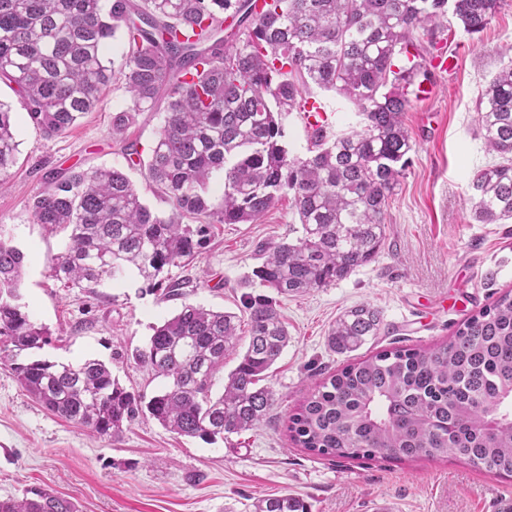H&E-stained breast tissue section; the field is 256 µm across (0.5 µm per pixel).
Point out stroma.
<instances>
[{
  "instance_id": "1",
  "label": "stroma",
  "mask_w": 512,
  "mask_h": 512,
  "mask_svg": "<svg viewBox=\"0 0 512 512\" xmlns=\"http://www.w3.org/2000/svg\"><path fill=\"white\" fill-rule=\"evenodd\" d=\"M456 55L453 73L435 72L433 94L415 101L404 122L413 146L410 165L385 215L387 236L369 265L347 279L280 299L291 340L264 384L274 407L260 427L210 444L176 436L150 414L117 438L92 435L44 408L0 365V497L44 488L75 502L80 512H251L254 498L291 494L311 512H502L512 502V478L448 461L396 462L380 457L316 456L293 444L287 425L312 389L347 363L326 344L345 309L366 304L383 319L380 336L361 351L393 346L432 348L457 324L512 289V220L480 224L470 184L494 162L479 135L477 101L494 75L512 63V0L486 29L455 27L436 52ZM0 102L14 114L18 160L0 188V237L25 255L22 301L51 336L35 356L77 364L99 359L130 391L152 397L161 389L134 359L153 328L183 304L239 312L247 278L261 250L292 235L298 218L279 201L252 224L209 225L193 258L170 268L182 299H167L136 276L107 283L100 296L63 287L51 268L68 236L34 221L31 198L48 174L70 167L122 169L153 210L169 205L131 161L127 145L148 157L162 115L145 112L123 135L113 116L126 108L123 85H109L102 103L66 133L46 137L33 125L18 94L0 81Z\"/></svg>"
}]
</instances>
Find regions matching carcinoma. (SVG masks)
Segmentation results:
<instances>
[{
    "mask_svg": "<svg viewBox=\"0 0 512 512\" xmlns=\"http://www.w3.org/2000/svg\"><path fill=\"white\" fill-rule=\"evenodd\" d=\"M501 0H0V81L16 86L30 120L48 137L72 128L122 82L129 106L112 120L123 133L165 101L145 180L170 205L152 210L124 171L56 172L31 198L34 220L70 230L51 277L97 295L134 272L165 296L168 278L193 255L203 232L183 223L250 224L287 196L301 235L265 252L250 286L282 296L342 281L376 258L385 215L412 150L404 114L431 81L420 37L431 46L454 22L482 32ZM233 24H226L227 18ZM123 32L122 63L103 50ZM334 91L363 117L359 131L329 139L317 129L304 156L284 144V122L307 112L313 90ZM480 136L501 161L471 181L475 219H512V63L477 103ZM11 109L0 103V177L16 163ZM223 173L221 200L210 184ZM24 255L0 240V365L53 414L98 436L118 437L146 410L168 431L214 442L258 427L274 405L260 385L288 346L276 300L246 293L249 341L213 395L224 356L239 342L237 316L185 304L153 327L136 360L163 389L148 402L112 377L104 362L73 366L21 358L50 332L21 303ZM377 309L342 312L327 336L338 354L380 335ZM294 444L321 456L446 459L512 476V290L458 325L433 349L392 347L354 357L318 384L290 417ZM0 512H79L48 490L0 498ZM252 512H310L293 495L259 497Z\"/></svg>",
    "mask_w": 512,
    "mask_h": 512,
    "instance_id": "obj_1",
    "label": "carcinoma"
}]
</instances>
